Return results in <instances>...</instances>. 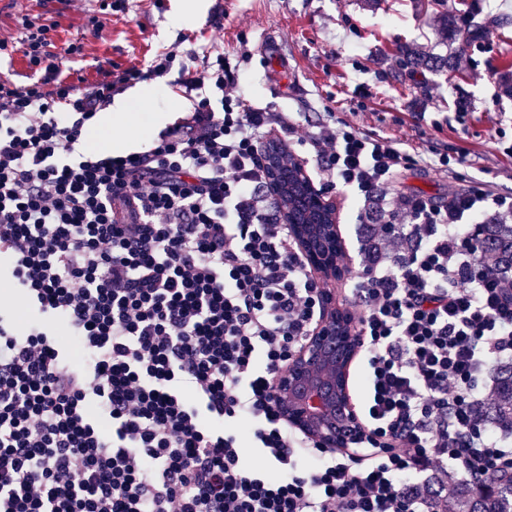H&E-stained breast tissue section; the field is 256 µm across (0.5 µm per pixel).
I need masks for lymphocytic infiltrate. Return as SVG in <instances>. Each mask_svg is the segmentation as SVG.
Instances as JSON below:
<instances>
[{"mask_svg":"<svg viewBox=\"0 0 512 512\" xmlns=\"http://www.w3.org/2000/svg\"><path fill=\"white\" fill-rule=\"evenodd\" d=\"M15 22L0 54L37 78L0 80V512H452L433 472L512 479V448L479 417L486 375L512 358V278L477 244L486 214L512 217V193L477 178L443 203L400 192L426 157L253 103L220 53L198 68L173 45L74 82L83 42L57 46L39 15ZM174 69L187 117L141 151L86 150L116 94ZM274 139L314 158L317 190L360 204L369 252L346 296L370 441L346 454L278 411L329 290L274 206Z\"/></svg>","mask_w":512,"mask_h":512,"instance_id":"obj_1","label":"lymphocytic infiltrate"}]
</instances>
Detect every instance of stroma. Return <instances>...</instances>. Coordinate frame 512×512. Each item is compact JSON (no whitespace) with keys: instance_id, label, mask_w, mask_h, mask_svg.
I'll return each instance as SVG.
<instances>
[{"instance_id":"stroma-1","label":"stroma","mask_w":512,"mask_h":512,"mask_svg":"<svg viewBox=\"0 0 512 512\" xmlns=\"http://www.w3.org/2000/svg\"><path fill=\"white\" fill-rule=\"evenodd\" d=\"M178 0H130L96 36L81 12L62 10L58 43L84 37L73 77L102 67H146L172 43L188 54L220 51L236 65L247 98L298 120L335 114L423 155L466 152L458 173L434 167L402 173L399 191L447 201L467 179L512 191V96L501 83L512 69V0H445L458 17L491 22L487 39L462 54L451 73L410 76L396 42L448 51L431 0H197L199 13L174 27Z\"/></svg>"}]
</instances>
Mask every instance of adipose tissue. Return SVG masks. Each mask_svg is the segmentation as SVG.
<instances>
[{"label": "adipose tissue", "instance_id": "adipose-tissue-1", "mask_svg": "<svg viewBox=\"0 0 512 512\" xmlns=\"http://www.w3.org/2000/svg\"><path fill=\"white\" fill-rule=\"evenodd\" d=\"M151 102L152 93L146 88L135 92L133 99L115 100L110 109L99 118L106 134L96 138L95 148L109 153H123L147 142L153 127L162 121L159 113L150 111ZM135 103L148 108V117L134 115L131 106Z\"/></svg>", "mask_w": 512, "mask_h": 512}]
</instances>
